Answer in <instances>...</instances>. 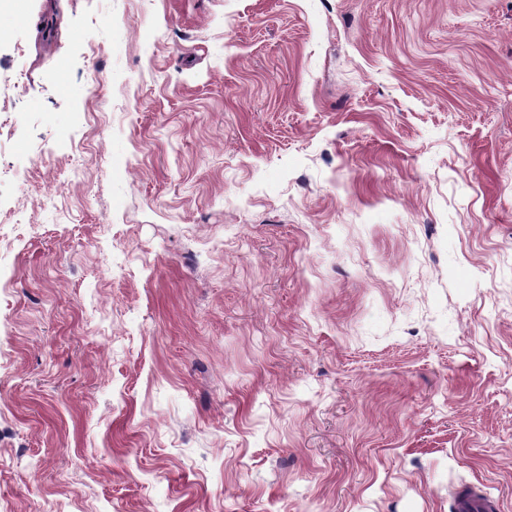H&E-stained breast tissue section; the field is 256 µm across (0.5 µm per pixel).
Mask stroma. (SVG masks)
Masks as SVG:
<instances>
[{
  "instance_id": "35a3bbf8",
  "label": "stroma",
  "mask_w": 512,
  "mask_h": 512,
  "mask_svg": "<svg viewBox=\"0 0 512 512\" xmlns=\"http://www.w3.org/2000/svg\"><path fill=\"white\" fill-rule=\"evenodd\" d=\"M512 512V0H0V512ZM452 501L456 512H502L503 510L499 499L484 495L474 484H463L457 487L453 491Z\"/></svg>"
}]
</instances>
